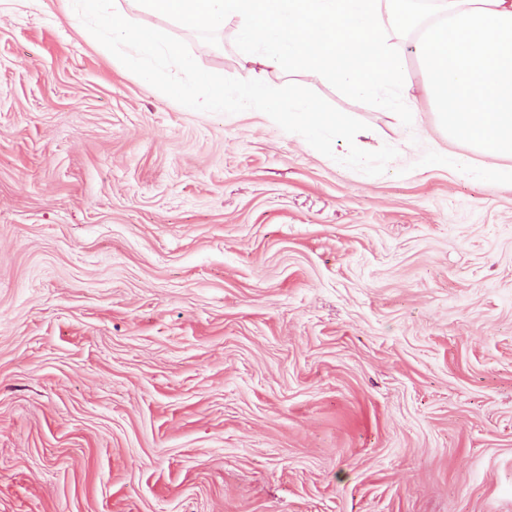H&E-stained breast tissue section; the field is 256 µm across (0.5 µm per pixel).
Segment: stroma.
Masks as SVG:
<instances>
[{"mask_svg":"<svg viewBox=\"0 0 512 512\" xmlns=\"http://www.w3.org/2000/svg\"><path fill=\"white\" fill-rule=\"evenodd\" d=\"M142 20L240 77L234 23ZM264 79L397 158L188 110L71 0H0V512H512V184L426 99Z\"/></svg>","mask_w":512,"mask_h":512,"instance_id":"1","label":"stroma"}]
</instances>
